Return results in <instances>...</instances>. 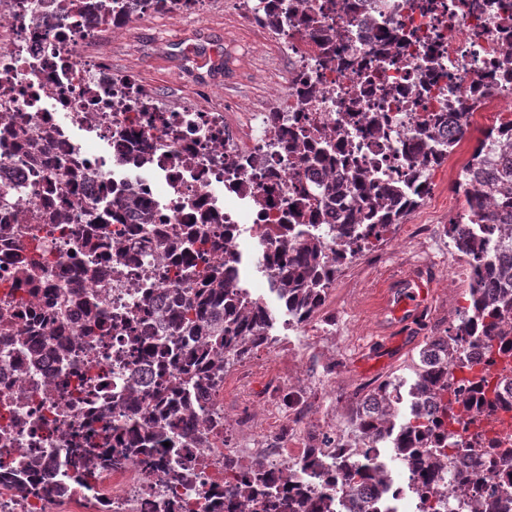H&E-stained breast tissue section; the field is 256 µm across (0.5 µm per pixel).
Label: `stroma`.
<instances>
[{"label": "stroma", "mask_w": 512, "mask_h": 512, "mask_svg": "<svg viewBox=\"0 0 512 512\" xmlns=\"http://www.w3.org/2000/svg\"><path fill=\"white\" fill-rule=\"evenodd\" d=\"M90 43L109 74L127 78L154 101L199 112H256L271 108L288 76V57L275 40L244 20L239 0H196L194 7L134 15L122 37L95 33ZM431 192L383 241L337 274L336 411L351 420L357 406L346 394L385 379L410 385L419 352L434 336L457 326L470 305L468 283L452 265H464L448 235L464 211L447 164L426 173ZM415 276L434 294L417 326L395 320L385 302L392 288ZM388 350L389 363L375 356Z\"/></svg>", "instance_id": "35a3bbf8"}]
</instances>
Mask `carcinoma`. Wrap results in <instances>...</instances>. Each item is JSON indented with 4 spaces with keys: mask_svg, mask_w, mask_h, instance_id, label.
I'll list each match as a JSON object with an SVG mask.
<instances>
[{
    "mask_svg": "<svg viewBox=\"0 0 512 512\" xmlns=\"http://www.w3.org/2000/svg\"><path fill=\"white\" fill-rule=\"evenodd\" d=\"M142 7V0H86L87 34L95 32L106 13H135ZM447 129L448 115L444 112L424 123L427 151L415 152L417 182H425L424 172L445 160L458 144V140L444 137ZM499 133L497 126L486 131L484 142L474 150L455 182V191L463 194L466 208L450 222L449 234L471 269L470 313L455 327L454 334L432 338L423 348L411 391L412 418L401 425L402 434L392 442L398 461L420 470L425 486L448 477V465L442 458L435 457L424 466L419 453L413 451V439H435L436 427L426 423L432 417L429 408L440 409L450 422L457 420L456 406L470 408V402L463 399L465 381L455 386L448 383V373L437 358L452 357L448 348L454 349L463 341L490 349L493 342L502 343L512 336V148L500 146ZM305 197L317 208L325 201L339 206L343 222L334 228L338 252L331 257L320 235L310 232L305 213L292 204L289 211L297 220L298 235L307 236L305 243L287 252H266L258 260L262 269L277 267L273 290L290 315L315 309L340 266L382 240L392 225L418 205L422 188L407 195L397 186L338 176L330 181L325 200L308 193ZM121 206L149 223L148 210L135 191L127 193ZM483 224L497 225L498 234L481 231ZM202 235L203 227H191L177 248L190 254L202 243ZM240 265L241 261L226 249L224 262L193 292L168 289L166 303L157 314L156 334L130 353L133 360L168 369L167 376L147 390L139 371H131L127 391L119 402L131 421L121 428L112 425L111 406L73 428L67 452L74 481L81 483L107 467L133 459L143 461L170 487L188 480L183 461L175 454L161 457L157 449L166 442L172 448L197 444V432L190 426L201 419L194 388L207 380L224 378L230 365L268 343L273 318L268 309L244 298L239 285ZM42 355L61 358L64 350L47 336L33 351L36 358ZM370 396L373 413H359L357 417L375 439L389 440L399 403L397 386L384 380ZM256 492L267 499L269 512H311L308 502L287 499L283 480L268 475L234 488L232 495L240 498L246 509Z\"/></svg>",
    "mask_w": 512,
    "mask_h": 512,
    "instance_id": "carcinoma-1",
    "label": "carcinoma"
}]
</instances>
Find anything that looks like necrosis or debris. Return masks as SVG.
I'll use <instances>...</instances> for the list:
<instances>
[{"label":"necrosis or debris","mask_w":512,"mask_h":512,"mask_svg":"<svg viewBox=\"0 0 512 512\" xmlns=\"http://www.w3.org/2000/svg\"><path fill=\"white\" fill-rule=\"evenodd\" d=\"M85 0H0V462L21 470L43 461L44 489L27 493L0 482V512H213L230 486L256 469L292 475L293 490L330 503L333 512H473L474 492L494 487L495 512H512V475L493 467L489 449L512 448V349L495 353L468 343L472 379L483 401L455 426L462 447L448 460V479L415 490L392 449L350 438L303 380L331 330L320 313L291 322L273 367L241 363L232 381L204 386L197 400L210 417L230 416L241 443L209 433L208 446L179 454L192 475L180 488L150 480L127 463L85 485L68 478L71 425L96 415L126 392L133 336L154 333L167 289L178 280L175 258L160 241L177 242L186 225L205 224L243 251L297 247L283 236L288 200L320 192L336 174L376 184L412 181L409 150L429 115L459 124L464 101L499 111L512 123V72L499 61L512 41V7L486 10L484 0H254L256 21L274 25L290 61L288 91L275 109L243 112L152 111L132 83H115L78 49L86 43ZM377 113L385 133L369 134L363 116ZM123 131L125 139L115 138ZM340 145L346 162H308L311 145ZM154 143L143 154L144 143ZM75 164L77 174L56 168ZM135 190L155 234L137 216L113 209ZM115 210L127 225L123 251L105 247L108 225L87 223V207ZM66 214L55 230L47 218ZM101 329L82 335L88 300ZM54 335L65 358L34 359L31 342ZM237 469L225 468L227 459ZM383 467L384 488L349 483L343 465ZM469 477L458 484L457 474Z\"/></svg>","instance_id":"obj_1"}]
</instances>
